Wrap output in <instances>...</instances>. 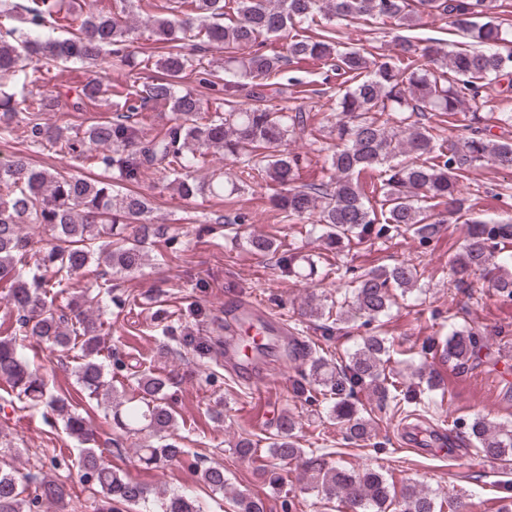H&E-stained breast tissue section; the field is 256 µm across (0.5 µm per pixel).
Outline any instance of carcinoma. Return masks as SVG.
<instances>
[{
    "label": "carcinoma",
    "instance_id": "obj_1",
    "mask_svg": "<svg viewBox=\"0 0 512 512\" xmlns=\"http://www.w3.org/2000/svg\"><path fill=\"white\" fill-rule=\"evenodd\" d=\"M142 0H113L112 12L85 11L78 0H0V139L22 124L26 140L62 158L97 168L105 175H77L63 168L35 167L26 155L13 154L0 163V282L9 284V300L17 318L0 339V380L31 406L42 405L59 416L68 434L86 445L78 459L83 476L100 487L110 505L128 509L160 495V512H202L189 495L157 493L106 466L92 445L97 443L88 417L76 411L69 392L53 393L48 380L32 368L20 351L26 342L46 344L64 352L80 346L82 361L75 369L78 392L90 398H112L110 371L99 361L104 297L112 296V279L98 277L97 289L62 305L52 288H66L73 276L103 265L115 276L142 269L147 246L160 236L153 222L154 198L131 190L153 171L163 187L191 201L240 194L263 181L273 187L270 202L278 224H309L336 247L364 242L373 225L377 235L408 233L421 241L435 238L453 216L470 212L469 197L461 191L468 169L492 162L512 170V143L493 140L487 128L470 127L462 147L445 148L437 141L443 128L423 122L426 115L443 117L458 112L463 98L476 99L483 90L512 74V54L500 51L511 32L489 17L491 0H168L166 14L149 18L151 46H135V27L129 18ZM444 13L451 26L480 43L481 50L446 52L445 42L411 34L423 14ZM328 23L381 19L393 29L400 66L383 61L364 47L340 48L339 30L316 27ZM61 30L53 38L48 31ZM288 39L286 53L268 49L271 37ZM224 54V83L200 52ZM38 59L45 72L70 63L96 70L120 72L123 83H103L90 76L68 88L70 107L83 112L103 99L113 101L110 115L87 124L58 122L51 113L61 108V93L29 78L28 61ZM345 91L336 99L334 114L338 143L326 155L327 177L301 182L298 158L286 151L289 136L305 127L299 109L267 104L270 80L289 62H328ZM154 63L160 75L141 80V70ZM208 91L204 96L185 87L188 80ZM161 105L171 116L163 130L151 134L145 112ZM222 153L237 163L225 178L209 169L211 157ZM379 179L380 209L368 203L361 179ZM438 201L445 209L426 206ZM467 234L449 258L450 283L460 292L480 276L498 296L512 299V221L473 217ZM42 228L44 244L34 241L22 225ZM246 242L259 257H270L269 268L288 277L295 273L296 255L279 252L275 241L262 234ZM350 290L324 307L308 301L301 314L320 322L325 333L349 323L351 313L376 320L389 313L398 299L419 280L407 262L379 266L345 280ZM486 344L471 326L454 327L438 343L441 357L454 370L491 363L482 359ZM394 348L375 333L338 364L308 352L302 381L292 383L295 397L306 401L321 394L330 402L329 416L342 425L345 439L360 447L370 440V422L355 396L363 390L379 405L420 404L440 389L441 377L430 368L419 371L426 384L416 389L391 366ZM140 396L112 412L113 428L136 438L138 458L163 468L183 453L171 435L175 415L166 401L167 380L142 374L136 379ZM294 421L284 415L270 454L275 462L262 466L271 486L284 481L283 466L301 464L307 488L321 498L337 500L342 512H472V502L460 495L443 501L437 493L414 484L391 498L383 475L365 468L305 457L296 440ZM473 447L486 458L512 461V422L475 417L467 425ZM201 481L213 492L224 491V466L201 470ZM25 488L16 472L0 465V512H26ZM68 486L43 478L35 499L58 508L66 505Z\"/></svg>",
    "mask_w": 512,
    "mask_h": 512
}]
</instances>
